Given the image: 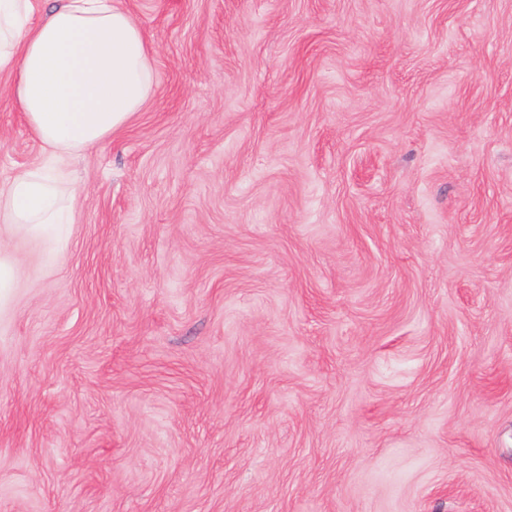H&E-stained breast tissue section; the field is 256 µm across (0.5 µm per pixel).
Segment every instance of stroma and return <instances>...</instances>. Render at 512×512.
<instances>
[{"mask_svg": "<svg viewBox=\"0 0 512 512\" xmlns=\"http://www.w3.org/2000/svg\"><path fill=\"white\" fill-rule=\"evenodd\" d=\"M121 4L154 91L8 238L0 512H512V0Z\"/></svg>", "mask_w": 512, "mask_h": 512, "instance_id": "obj_1", "label": "stroma"}]
</instances>
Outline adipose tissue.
<instances>
[{
	"instance_id": "ef3b65f1",
	"label": "adipose tissue",
	"mask_w": 512,
	"mask_h": 512,
	"mask_svg": "<svg viewBox=\"0 0 512 512\" xmlns=\"http://www.w3.org/2000/svg\"><path fill=\"white\" fill-rule=\"evenodd\" d=\"M34 0H0V70L7 94L48 152L44 169L0 189V224L41 236L62 220L58 184L69 161L139 112L154 86L148 37L115 0H52L31 23Z\"/></svg>"
}]
</instances>
